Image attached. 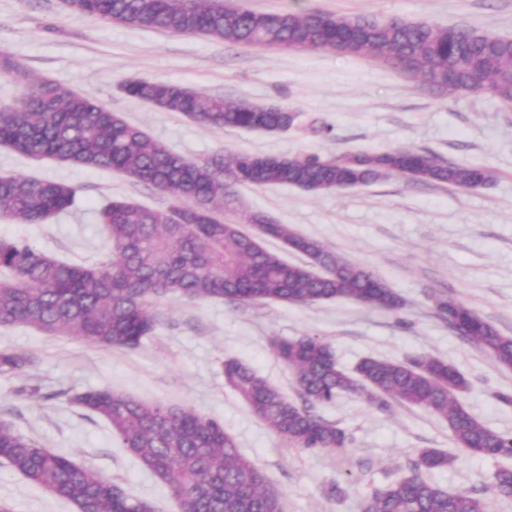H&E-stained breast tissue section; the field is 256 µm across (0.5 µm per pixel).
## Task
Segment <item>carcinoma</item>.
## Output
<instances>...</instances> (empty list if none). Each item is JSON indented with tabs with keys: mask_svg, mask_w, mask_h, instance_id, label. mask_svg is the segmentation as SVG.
I'll return each instance as SVG.
<instances>
[{
	"mask_svg": "<svg viewBox=\"0 0 512 512\" xmlns=\"http://www.w3.org/2000/svg\"><path fill=\"white\" fill-rule=\"evenodd\" d=\"M107 23L199 35L230 45L331 49L359 42L347 55L376 61L422 79L430 89L487 94L512 106V38L427 21L378 19L318 11L255 12L224 0H66ZM0 72L21 91L0 106V146L116 171L135 183L163 188L167 210L130 200L103 204L97 213L108 259L85 266L52 257L25 239H0V327H27L50 336H77L103 347L134 349L153 335L156 300L261 301L295 306L348 299L369 309L397 311L400 296L372 270L325 250L288 224L252 218L254 230L217 216L235 202L233 185H287L308 192L364 186L401 175L411 181L471 188L494 180L479 165L439 161L425 150L350 152L335 158L277 157L240 152L195 162L167 150L91 96L35 80L6 54ZM123 90L164 112H178L210 128L281 131L298 114L281 105L193 95L190 88L143 79ZM76 190L47 179L0 176V212L24 224H45L75 203ZM274 238L307 257L290 263L267 249ZM439 316L463 340L512 369V336L502 335L467 305L439 299ZM292 372L299 405L241 361H224L225 383L251 413L289 445L315 452L344 448L346 431L313 412L344 392L381 409L395 401L448 423L455 447L473 455L512 457V435L497 432L461 401L468 379L448 363L416 354L400 361L365 358L351 372L318 336L273 341ZM34 364L22 353L0 351V373ZM70 402L103 420L115 442L159 482L185 512H283L281 494L239 449L217 419L164 402L136 399L110 388L78 392ZM455 455L422 448L414 475L394 481L365 501L363 512H486L470 493L451 492L427 479L448 469ZM0 463L34 486L73 504L77 512H155L121 483L77 464L0 422ZM496 493L512 499V467L493 476Z\"/></svg>",
	"mask_w": 512,
	"mask_h": 512,
	"instance_id": "1",
	"label": "carcinoma"
}]
</instances>
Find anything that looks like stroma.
Masks as SVG:
<instances>
[{
	"instance_id": "obj_1",
	"label": "stroma",
	"mask_w": 512,
	"mask_h": 512,
	"mask_svg": "<svg viewBox=\"0 0 512 512\" xmlns=\"http://www.w3.org/2000/svg\"><path fill=\"white\" fill-rule=\"evenodd\" d=\"M236 2L257 12L398 17L512 37V0ZM1 52L32 77L92 95L167 149L195 161L241 151L333 158L407 147L451 163L489 167L496 178L466 189L399 176L320 193L236 186L231 221L245 225L259 212L293 226L375 271L400 294L403 308L371 310L347 299L236 307L221 300L166 298L155 305L156 332L132 350L2 328L0 350L29 355L35 365L0 375V421L122 483L156 512H177L170 491L116 447L107 425L68 400L109 387L220 420L280 492L284 512H362L375 490L411 475L419 449L451 450L450 432L446 422L420 409L395 404L384 410L344 393L317 412L347 432V447L308 452L289 446L225 385L222 364L228 358L247 363L296 402L298 388L272 341L313 335L331 344L347 370L366 357L396 360L420 353L447 362L470 382L462 395L467 409L491 429L512 435V406L500 400L512 395V369L463 341L434 309L438 297L464 303L512 336V109L483 94L435 93L421 79L333 50L229 46L109 24L68 9L63 0H0ZM131 79L180 84L230 101L280 104L298 119L277 132L203 128L126 95L123 86ZM0 175L47 178L75 188L76 206L49 223L21 224L0 215V238L25 239L46 254L85 265L108 254L96 219L101 205L173 204L169 195L117 173L27 158L1 146ZM504 466H512V459L460 450L451 467L430 478L448 490L483 497L489 512H512V499L492 489L494 473ZM340 487L345 496H337ZM0 502L14 512H77L2 464Z\"/></svg>"
}]
</instances>
